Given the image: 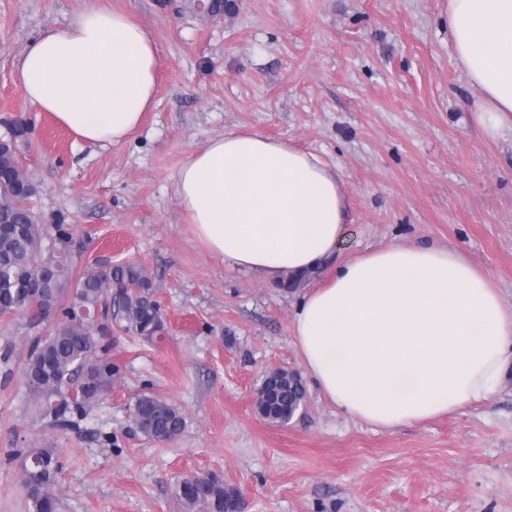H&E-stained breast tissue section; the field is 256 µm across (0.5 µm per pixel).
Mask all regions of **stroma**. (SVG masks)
I'll return each instance as SVG.
<instances>
[{"label":"stroma","mask_w":512,"mask_h":512,"mask_svg":"<svg viewBox=\"0 0 512 512\" xmlns=\"http://www.w3.org/2000/svg\"><path fill=\"white\" fill-rule=\"evenodd\" d=\"M98 6L131 15L161 54L155 108L114 146L77 139L15 79L31 37ZM479 101L454 59L448 0H234L218 17L196 0H0V138L25 123L31 207L68 226L74 275L145 266L167 328L152 345L113 336L112 387L74 430L35 422L19 374L0 367V512H28L11 456L45 443L61 464L58 512H182L175 484L197 472L242 489L241 512H512V365L487 400L423 423L346 418L312 384L288 426L261 419L264 373L304 369L299 295L207 252L174 184L225 133L289 141L345 183L337 260L451 246L511 311L512 136L484 134ZM145 391L185 415L175 441L136 432L127 407Z\"/></svg>","instance_id":"35a3bbf8"}]
</instances>
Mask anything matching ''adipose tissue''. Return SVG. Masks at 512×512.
I'll list each match as a JSON object with an SVG mask.
<instances>
[{
	"label": "adipose tissue",
	"instance_id": "obj_1",
	"mask_svg": "<svg viewBox=\"0 0 512 512\" xmlns=\"http://www.w3.org/2000/svg\"><path fill=\"white\" fill-rule=\"evenodd\" d=\"M458 66L492 138L512 132V0H448ZM157 42L123 12L92 7L30 40L16 67L26 100L80 140L118 144L156 104ZM187 221L225 264L277 277L323 271L293 315L314 384L345 415L392 429L488 398L512 362V310L458 250L393 244L342 262L349 222L337 172L258 133L210 139L175 176Z\"/></svg>",
	"mask_w": 512,
	"mask_h": 512
}]
</instances>
